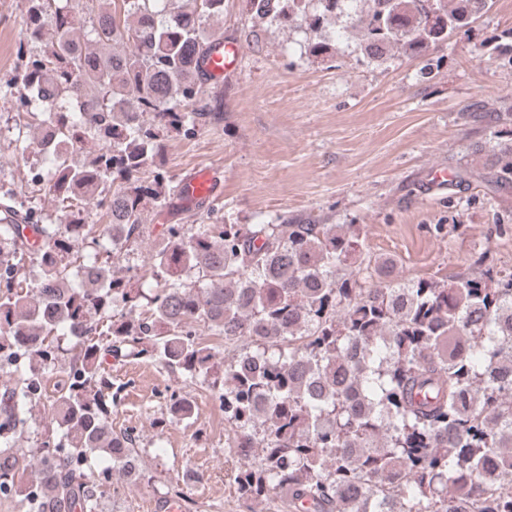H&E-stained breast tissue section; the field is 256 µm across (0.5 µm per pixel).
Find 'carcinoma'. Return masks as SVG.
<instances>
[{"label":"carcinoma","mask_w":512,"mask_h":512,"mask_svg":"<svg viewBox=\"0 0 512 512\" xmlns=\"http://www.w3.org/2000/svg\"><path fill=\"white\" fill-rule=\"evenodd\" d=\"M74 27L61 0H27L30 43H43L14 84L52 145L43 184L54 215L23 211L0 193V490L27 512H101L112 470L135 468L126 433L112 431V378L102 355L160 363L216 392L234 428L240 498L288 493L289 512H512V271L405 279L396 262H364L360 229L277 216L258 224H170L149 260L155 284L126 275L143 241L148 204L167 206L161 129L193 136L207 108L202 61L208 19L224 0H83ZM494 0H248L251 17L314 33L333 22L355 51L383 62L390 49L426 60L486 14ZM333 50L323 39L306 55ZM485 139L482 168L457 167L448 188L473 179L512 190V104L465 108ZM88 164L71 162L87 141ZM152 180H141L144 172ZM93 203L112 235L76 216ZM92 251L82 255L80 246ZM39 269L26 285L23 261ZM248 341L221 377L204 332ZM71 357L39 444L9 448L29 422L62 345ZM171 413L194 414L184 397ZM502 458L501 467L487 465ZM34 478L24 479L27 472Z\"/></svg>","instance_id":"obj_1"}]
</instances>
